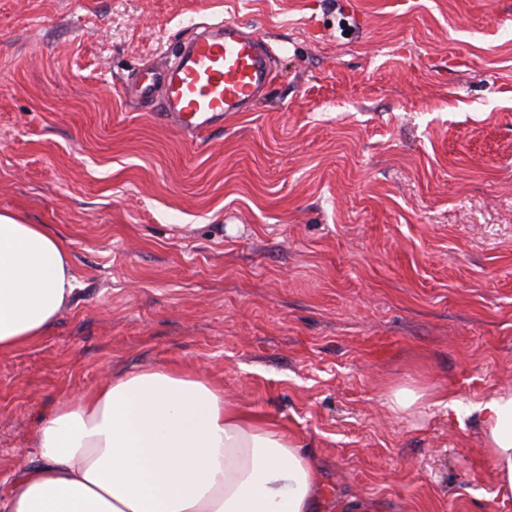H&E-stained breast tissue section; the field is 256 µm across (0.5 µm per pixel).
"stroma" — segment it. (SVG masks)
<instances>
[{
    "label": "stroma",
    "mask_w": 512,
    "mask_h": 512,
    "mask_svg": "<svg viewBox=\"0 0 512 512\" xmlns=\"http://www.w3.org/2000/svg\"><path fill=\"white\" fill-rule=\"evenodd\" d=\"M222 17L274 49L251 111L195 138L123 96ZM0 212L78 281L0 357V497L59 402L176 363L317 457L324 512H512L479 411L512 386V0H0ZM433 397L434 394L425 391L417 392L407 388L396 389L390 400L391 409L394 412L402 413L422 405L424 402L433 399Z\"/></svg>",
    "instance_id": "stroma-1"
}]
</instances>
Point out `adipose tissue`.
I'll list each match as a JSON object with an SVG mask.
<instances>
[{"mask_svg": "<svg viewBox=\"0 0 512 512\" xmlns=\"http://www.w3.org/2000/svg\"><path fill=\"white\" fill-rule=\"evenodd\" d=\"M77 278L63 240L0 213V355L38 342ZM480 436L512 499V387L481 405ZM36 461L0 512H319L314 458L279 423L182 367L119 374L42 425Z\"/></svg>", "mask_w": 512, "mask_h": 512, "instance_id": "adipose-tissue-1", "label": "adipose tissue"}]
</instances>
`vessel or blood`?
<instances>
[{"label":"vessel or blood","instance_id":"obj_1","mask_svg":"<svg viewBox=\"0 0 512 512\" xmlns=\"http://www.w3.org/2000/svg\"><path fill=\"white\" fill-rule=\"evenodd\" d=\"M272 47L242 24L217 19L197 26L122 93L158 99L164 119L201 134L230 112L248 111L271 83Z\"/></svg>","mask_w":512,"mask_h":512}]
</instances>
